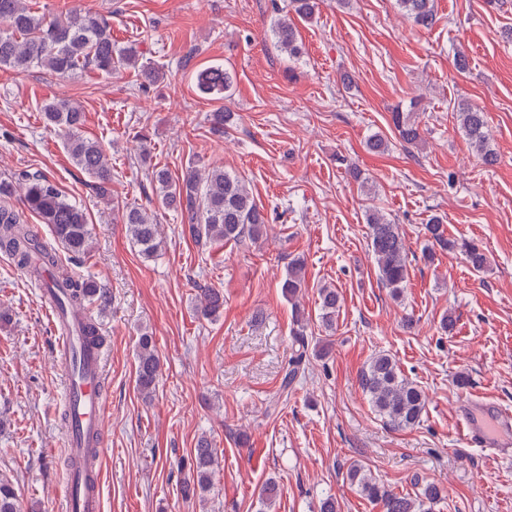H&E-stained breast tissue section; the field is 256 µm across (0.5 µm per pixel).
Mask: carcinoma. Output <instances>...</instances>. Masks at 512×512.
I'll list each match as a JSON object with an SVG mask.
<instances>
[{
	"label": "carcinoma",
	"instance_id": "obj_1",
	"mask_svg": "<svg viewBox=\"0 0 512 512\" xmlns=\"http://www.w3.org/2000/svg\"><path fill=\"white\" fill-rule=\"evenodd\" d=\"M399 10L423 28L436 23L434 0H396ZM289 10L299 19L310 20L317 8V0H289ZM270 33L275 46L294 58L301 54L296 24L284 14L274 19ZM27 70L45 68L71 79L91 69L111 76L123 69L138 70L143 83L152 85L164 78L163 71L151 64L138 63L134 46L119 47L112 42V28L98 13L73 6L65 16L37 14L25 0H0V67ZM233 75L220 66H211L197 75L198 89L213 96L230 91ZM42 118L50 129L58 130L64 138L74 164L93 179L98 195L108 198L112 184V166L102 146L81 135L85 122L82 106L69 99L45 103ZM457 123L469 144L483 163L493 166L498 158L493 150L492 135L484 112L468 103L456 108ZM391 122L399 139L408 146L417 145L422 135L413 113L399 109L391 113ZM156 196L160 205L180 215L181 234L195 243L207 246L226 242H258L266 233L267 214L259 206L245 182L236 174L222 168L201 170L190 166L176 179L168 170L153 171ZM22 193L26 211L47 225L58 243L74 258L91 248L92 231L84 210L66 199L56 184L44 175L22 174L17 179H0V250L10 255L17 264L37 275L45 267L56 271L53 287L64 289V297L74 307L92 304L101 296L96 282L89 277L75 276L64 271L57 254L48 248L28 227L24 213L11 204L16 192ZM121 221L126 224L130 239L141 255L152 258L161 243L160 227L147 209L126 206L121 210ZM369 229L368 248L378 270L380 283L391 289L392 297L400 298L409 277L406 245L399 225L377 210L366 213ZM428 258L435 249L457 251L470 268L481 273L489 264L486 253L466 238H450L442 220L434 217L424 225ZM306 287L304 260L295 259L281 283L283 295L294 300ZM320 320L325 330L335 325L340 297L336 289H319ZM224 310V293L218 288L200 285L197 288V315L214 319ZM303 354L299 353L284 371L281 393L292 390L301 375ZM136 387L145 397L156 391L161 362L153 337L139 336L136 345ZM359 384L369 398L374 411L386 424L397 429H408L419 424L426 411V398L421 389L401 374L395 358L389 353H378L361 370ZM218 464L215 449L206 436L198 438L189 475L182 483L185 497L201 498L210 491ZM349 481L356 485L369 502L380 506L381 512H433L441 499L442 490L428 484L411 496L394 492L380 482L371 471L359 463L350 464ZM280 493L275 481L266 482L259 491V501L271 507ZM0 512H21L13 484L0 478Z\"/></svg>",
	"mask_w": 512,
	"mask_h": 512
}]
</instances>
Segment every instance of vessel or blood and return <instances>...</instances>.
<instances>
[{
	"label": "vessel or blood",
	"mask_w": 512,
	"mask_h": 512,
	"mask_svg": "<svg viewBox=\"0 0 512 512\" xmlns=\"http://www.w3.org/2000/svg\"><path fill=\"white\" fill-rule=\"evenodd\" d=\"M63 370L62 402L65 408L64 453L69 467L63 479V512H101L102 460L106 423L105 365L102 346L83 340L79 331L88 311L52 305ZM459 439L467 446H512V411L488 412L483 401L462 403Z\"/></svg>",
	"instance_id": "1"
}]
</instances>
